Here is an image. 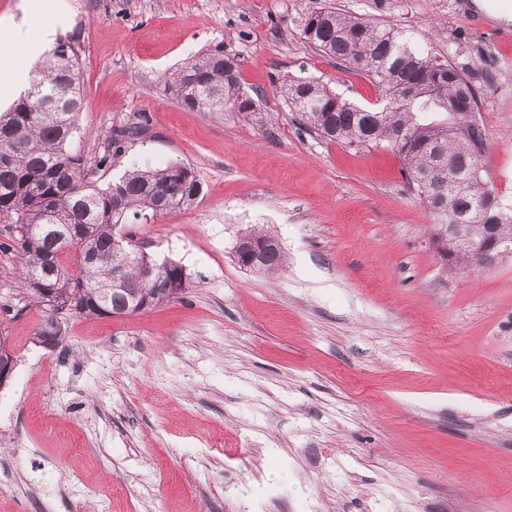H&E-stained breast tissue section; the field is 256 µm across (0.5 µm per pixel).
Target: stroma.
Listing matches in <instances>:
<instances>
[{
    "label": "stroma",
    "mask_w": 512,
    "mask_h": 512,
    "mask_svg": "<svg viewBox=\"0 0 512 512\" xmlns=\"http://www.w3.org/2000/svg\"><path fill=\"white\" fill-rule=\"evenodd\" d=\"M0 0V112L25 41L53 27L76 49L88 161L140 125L102 183L190 166V208L133 225L183 265L182 299L126 318L62 316L36 342L12 228L0 222V512H512V259L452 272L390 149L311 133L281 97L317 79L376 104L375 82L299 35L327 5L401 31L477 91L487 185L512 204V22L500 0ZM235 57L260 110L198 112L166 78L201 54ZM265 225L285 267L239 268V235Z\"/></svg>",
    "instance_id": "1"
}]
</instances>
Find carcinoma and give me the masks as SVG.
<instances>
[{
	"label": "carcinoma",
	"instance_id": "1",
	"mask_svg": "<svg viewBox=\"0 0 512 512\" xmlns=\"http://www.w3.org/2000/svg\"><path fill=\"white\" fill-rule=\"evenodd\" d=\"M300 36L323 55L374 80L384 106L355 105L308 78L281 86L290 111L321 138L350 147H389L399 157L404 178L436 225L458 224L478 213L490 188L480 174L476 149L483 145L484 127H455L450 113L477 109L475 88L458 68L416 54L391 26L372 24L334 7L312 8L297 19ZM168 85L178 102L199 112L224 107L250 115L260 107V95L243 90L235 58L204 53L172 72ZM84 106L78 56L69 42H60L34 71L29 88L0 115V221L14 225L12 242L23 266V287L35 303L52 312L38 330L62 334L55 314L65 310L92 317L118 312L132 316L135 302L155 307L186 293L182 265L168 262L142 288L112 287V272L123 269L131 283L140 282L141 266L153 262L137 249L112 254V230L186 209L200 195L195 172L184 164L134 169L103 187L87 177V162L72 150L76 117ZM456 172L448 173V159ZM34 181L38 192L20 187ZM512 240V209L498 231L472 230ZM70 239L63 252L56 237ZM265 245L254 257H235L239 267L273 273L285 263L277 237L269 228L246 231ZM57 253L48 265L49 252ZM170 283L177 289L159 288Z\"/></svg>",
	"mask_w": 512,
	"mask_h": 512
}]
</instances>
